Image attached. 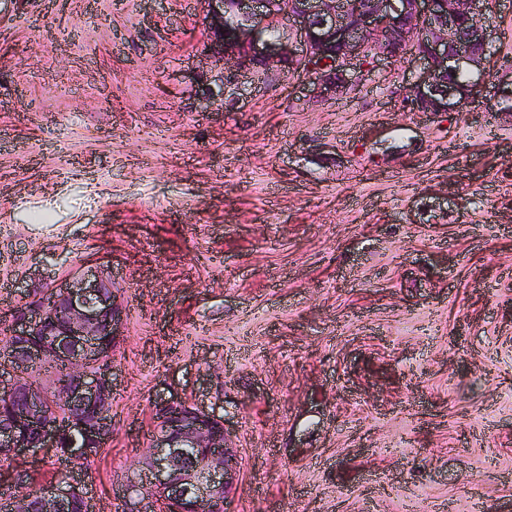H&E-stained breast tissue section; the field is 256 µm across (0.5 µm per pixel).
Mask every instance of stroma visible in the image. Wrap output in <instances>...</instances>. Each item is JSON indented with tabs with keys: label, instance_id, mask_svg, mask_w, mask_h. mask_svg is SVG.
<instances>
[{
	"label": "stroma",
	"instance_id": "1",
	"mask_svg": "<svg viewBox=\"0 0 512 512\" xmlns=\"http://www.w3.org/2000/svg\"><path fill=\"white\" fill-rule=\"evenodd\" d=\"M199 0H0V317L111 275L121 512L157 398L224 421L230 512H512V109L221 90ZM43 450L0 467L61 479Z\"/></svg>",
	"mask_w": 512,
	"mask_h": 512
}]
</instances>
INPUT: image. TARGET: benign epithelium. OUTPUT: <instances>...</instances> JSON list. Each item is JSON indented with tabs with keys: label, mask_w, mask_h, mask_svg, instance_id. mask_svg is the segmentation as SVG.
<instances>
[{
	"label": "benign epithelium",
	"mask_w": 512,
	"mask_h": 512,
	"mask_svg": "<svg viewBox=\"0 0 512 512\" xmlns=\"http://www.w3.org/2000/svg\"><path fill=\"white\" fill-rule=\"evenodd\" d=\"M210 45L224 87L240 73L295 74L310 96L329 100L356 83L353 61H402L420 70L405 108L423 115L454 112L483 92L490 67L489 0H201ZM288 22L302 43L266 36L271 22ZM468 81L460 82V74ZM123 325L112 281L84 272L51 290V299L12 315L7 349L0 352V447L14 457L62 448L82 461L112 438L109 360ZM52 362L68 374L61 385L25 380L30 369ZM76 411L65 422L47 406ZM143 458L133 464L123 512H145V494L161 512H228L235 474L224 423L186 401L159 399ZM197 449L199 453H191ZM38 512H94L80 478L52 480L36 489Z\"/></svg>",
	"instance_id": "benign-epithelium-1"
}]
</instances>
